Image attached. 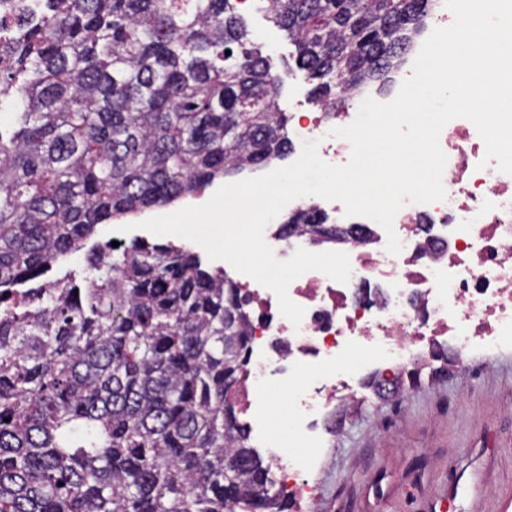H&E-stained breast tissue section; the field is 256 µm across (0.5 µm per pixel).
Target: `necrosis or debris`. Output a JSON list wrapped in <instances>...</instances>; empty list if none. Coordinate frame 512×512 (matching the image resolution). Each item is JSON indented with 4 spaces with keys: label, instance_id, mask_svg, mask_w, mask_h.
<instances>
[{
    "label": "necrosis or debris",
    "instance_id": "4bbe7bcc",
    "mask_svg": "<svg viewBox=\"0 0 512 512\" xmlns=\"http://www.w3.org/2000/svg\"><path fill=\"white\" fill-rule=\"evenodd\" d=\"M354 118L317 113L298 123V138L318 142L328 163L346 164L350 144L330 131ZM439 143L447 157L446 198L397 213L399 254L387 252L385 230L368 218L348 224L340 242L315 243L281 225L266 226L264 239L278 259L292 245L350 258L348 283L311 270L290 284L291 300L305 309L300 327L281 315L271 290L238 277L250 359L228 397L258 421L267 409L268 380L279 378L287 390L295 447L266 434L262 448L290 512H309L315 503L325 436L338 411L358 409L364 377L399 397L406 375L430 368L440 352L476 363L512 349V174L485 162V144L467 119L451 120Z\"/></svg>",
    "mask_w": 512,
    "mask_h": 512
}]
</instances>
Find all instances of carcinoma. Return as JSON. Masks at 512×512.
I'll return each mask as SVG.
<instances>
[{"label": "carcinoma", "instance_id": "1", "mask_svg": "<svg viewBox=\"0 0 512 512\" xmlns=\"http://www.w3.org/2000/svg\"><path fill=\"white\" fill-rule=\"evenodd\" d=\"M246 2L0 0V512H285L226 398L248 336L224 270L98 244L81 279L14 292L100 224L288 157ZM252 2L336 112L388 83L435 0Z\"/></svg>", "mask_w": 512, "mask_h": 512}]
</instances>
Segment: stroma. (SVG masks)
<instances>
[{
	"mask_svg": "<svg viewBox=\"0 0 512 512\" xmlns=\"http://www.w3.org/2000/svg\"><path fill=\"white\" fill-rule=\"evenodd\" d=\"M243 15L252 40L284 76L281 112H315L307 75L294 66L295 46L256 6L245 5ZM207 200L204 194L189 197L113 221L100 226L95 239L111 240L113 230L125 225L128 240L172 243L200 253L190 240L158 237L137 223ZM458 474L476 483L487 503L512 500V350L489 358L477 372L455 365L435 380L420 375L418 386L394 403L368 397L325 451L318 512H413L416 502Z\"/></svg>",
	"mask_w": 512,
	"mask_h": 512,
	"instance_id": "obj_1",
	"label": "stroma"
}]
</instances>
